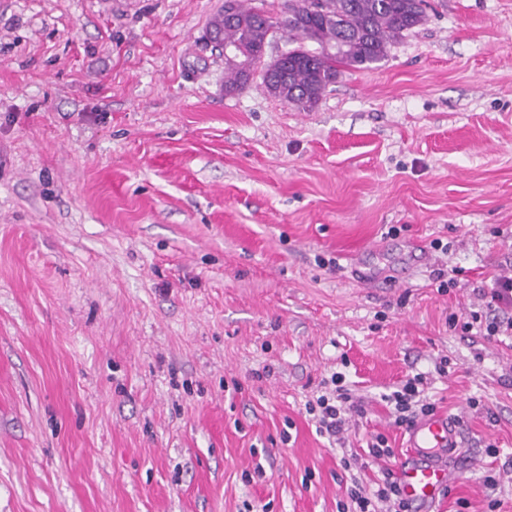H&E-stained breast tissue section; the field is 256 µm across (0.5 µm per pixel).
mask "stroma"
<instances>
[{"label": "stroma", "instance_id": "stroma-1", "mask_svg": "<svg viewBox=\"0 0 512 512\" xmlns=\"http://www.w3.org/2000/svg\"><path fill=\"white\" fill-rule=\"evenodd\" d=\"M427 2L301 110L226 91L224 0H0V512H337L418 373L461 432L432 512H512V340L448 326L512 276V0ZM331 383L335 388L330 396L322 394L316 399L315 404L309 401L306 404V410L309 414H313L318 407L320 415L318 416L317 431L336 440V437L345 430L346 416L353 412L362 415L363 408L360 400L353 399L351 389L343 385L342 373L333 374Z\"/></svg>", "mask_w": 512, "mask_h": 512}]
</instances>
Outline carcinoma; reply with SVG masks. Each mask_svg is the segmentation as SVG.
<instances>
[{
  "label": "carcinoma",
  "instance_id": "cac0c4a2",
  "mask_svg": "<svg viewBox=\"0 0 512 512\" xmlns=\"http://www.w3.org/2000/svg\"><path fill=\"white\" fill-rule=\"evenodd\" d=\"M425 6V0H285L282 19L274 21L247 0H224L231 15L217 13L209 28L251 57L267 92L305 110L336 82L338 65L371 69L386 60L391 45L426 20ZM277 31L294 49L271 65L264 57ZM329 45L335 53L326 51ZM224 83L229 92L244 86L236 65L226 63Z\"/></svg>",
  "mask_w": 512,
  "mask_h": 512
}]
</instances>
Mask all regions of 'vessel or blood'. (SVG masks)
I'll use <instances>...</instances> for the list:
<instances>
[{
	"label": "vessel or blood",
	"mask_w": 512,
	"mask_h": 512,
	"mask_svg": "<svg viewBox=\"0 0 512 512\" xmlns=\"http://www.w3.org/2000/svg\"><path fill=\"white\" fill-rule=\"evenodd\" d=\"M457 423L444 415H433L414 423L408 432L410 458L398 467L403 498L421 512L435 502L448 486L445 457L459 447Z\"/></svg>",
	"instance_id": "b4317fda"
}]
</instances>
